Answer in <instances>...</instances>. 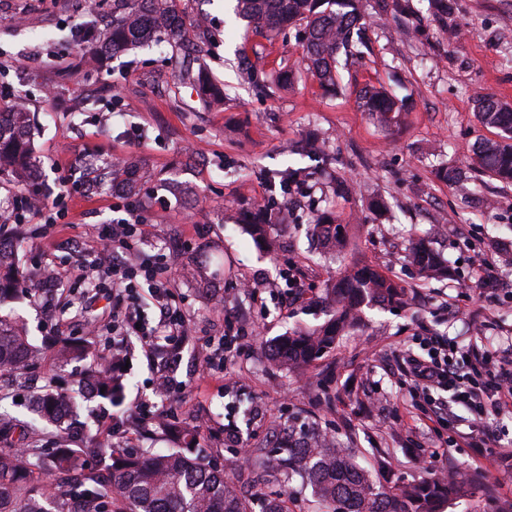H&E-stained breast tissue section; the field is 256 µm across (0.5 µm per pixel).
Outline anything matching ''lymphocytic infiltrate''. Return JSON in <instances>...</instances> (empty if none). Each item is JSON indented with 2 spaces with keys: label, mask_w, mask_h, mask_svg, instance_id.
I'll list each match as a JSON object with an SVG mask.
<instances>
[{
  "label": "lymphocytic infiltrate",
  "mask_w": 512,
  "mask_h": 512,
  "mask_svg": "<svg viewBox=\"0 0 512 512\" xmlns=\"http://www.w3.org/2000/svg\"><path fill=\"white\" fill-rule=\"evenodd\" d=\"M61 191L53 198L39 200L23 209H14L9 219L22 224L28 218L40 217L51 212L66 218L77 200L87 197L86 184L72 179L68 170H61ZM125 219L114 224L105 237V243L94 259L99 276L112 281V333L116 336L135 337L147 358L157 360V388L169 392L179 386L175 377L176 366L189 337V321L178 296L167 285L169 271L166 255H158L154 265L142 266L137 261L138 248L148 241L143 229L144 221L135 205H125ZM144 276L149 294L159 312L157 322L143 319L140 300L136 290L137 276ZM426 360L411 361V372L416 384L423 387H443L451 392L449 401L434 402L431 412L433 423H442L449 415L452 405L467 408L470 418L466 430L457 432L452 443L456 446H478L487 441L491 431V415L512 409V358L495 350L476 345L466 349L452 342L430 337ZM468 360L473 377L461 381L451 371L448 360L451 356Z\"/></svg>",
  "instance_id": "lymphocytic-infiltrate-1"
}]
</instances>
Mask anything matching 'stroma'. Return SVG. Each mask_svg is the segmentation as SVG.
<instances>
[{"label": "stroma", "instance_id": "1", "mask_svg": "<svg viewBox=\"0 0 512 512\" xmlns=\"http://www.w3.org/2000/svg\"><path fill=\"white\" fill-rule=\"evenodd\" d=\"M101 0L98 14L83 0H0V83L25 99L35 118V155L29 185L40 194L58 192L55 163L74 160L77 178L88 179L89 163L108 171L112 162L138 159L149 238L139 260L170 254L171 288L192 320V340L177 378L182 390L158 396L154 373L140 343L127 350L124 400L115 407L92 398L82 422L94 431L112 424L119 411L131 419L112 437L131 454L178 448L181 431L198 430L196 447L210 464L244 487L255 476L236 466L241 449L267 446L288 425H318L360 448L365 464L394 456L404 482L426 473L465 466L493 498L476 496L454 512H493L494 498L512 500V412L496 416L487 448L496 454L486 468L473 467L475 448H452L447 426L430 431L422 412L431 400L448 399L440 389L415 387L409 359H424L423 340L437 336L467 347L481 338L492 350L512 347V185L471 171L474 147L500 137L480 122L472 96L495 94L512 105V0H456L460 38H448L427 11V0H410L401 20L380 16L378 0H364L368 41L358 60L337 64L339 93L325 92L303 71L296 29L272 34L245 26L233 0H180L188 28L205 20L210 43L206 61L224 86V102L202 101L179 74L168 46L104 55L97 72L81 67L73 31L96 15L112 13ZM249 63L271 86L257 92L241 78ZM385 88L404 99L401 125L386 129L363 112V87ZM316 132L324 158L296 154L293 145ZM469 172L466 189L449 187L441 162ZM291 167L316 175L281 193L274 176ZM390 205L380 216L372 198ZM110 184L95 188L65 224L35 218L0 226V240L16 244L18 267L27 273L47 264L61 272L65 295L81 294L97 273L90 253L119 218ZM274 202L280 219L272 248L257 247L243 233L246 215ZM335 211L347 228L346 246L330 256L313 240L315 218ZM430 234L460 280L426 281L407 263L413 238ZM359 261L408 290L405 308L378 304L303 373L273 368L267 350L279 336L315 328L329 318L327 283L341 265ZM499 283L494 297H478L471 282ZM42 355L24 379L0 373L11 394L6 408L23 413L22 401L45 384L75 389V365L56 367L53 339L91 338L112 348V299L86 301L60 315L55 292L40 290L19 307ZM242 335L238 351L216 357L223 374L200 378L197 367L224 335ZM154 416L141 418V405ZM256 409L257 417L246 415Z\"/></svg>", "mask_w": 512, "mask_h": 512}]
</instances>
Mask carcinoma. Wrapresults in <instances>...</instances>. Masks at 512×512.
I'll list each match as a JSON object with an SVG mask.
<instances>
[{
    "instance_id": "1",
    "label": "carcinoma",
    "mask_w": 512,
    "mask_h": 512,
    "mask_svg": "<svg viewBox=\"0 0 512 512\" xmlns=\"http://www.w3.org/2000/svg\"><path fill=\"white\" fill-rule=\"evenodd\" d=\"M362 0H237L235 15L271 32L301 27L307 70L321 86L335 92L336 57L359 54L365 15ZM126 7L112 12V25L104 51L122 53L149 42L180 48L191 40L176 0H125ZM441 18L444 30L454 32L451 0H428ZM189 80L204 101L224 97V89L205 62L190 72ZM365 111L384 125L396 122L407 104L383 90L366 89L360 95ZM475 112L481 122L501 130L508 143H483L474 153V169L503 184L512 183V107L491 93L480 92ZM34 161L29 113L18 107L0 108V174L11 176L18 193ZM118 190L137 191L138 171L129 163L122 177L112 179ZM278 221L273 209L248 216L245 231L259 245H267L271 226ZM323 239L333 247L346 240V229L335 217L322 213L315 220ZM411 265L425 280L448 276V262L427 236L412 241ZM335 313L326 326L299 329L269 349V359L301 370L331 350L338 336L361 319L362 307L384 303L406 304V289L368 265H353L330 284ZM22 296L19 271L13 255L0 245V306ZM25 324L16 316L0 313V370L17 376L39 358ZM58 359L82 362V386L87 395L119 404L125 386L113 372L108 355L83 342L61 341ZM82 404L74 395L51 387L29 397L27 420L0 409V512H288L283 495L257 490L243 494L224 477V471L204 463L181 448L147 450L128 455L104 443L98 434L86 433L76 448H46L42 435L49 427L64 425L85 429L79 421ZM97 458L102 465L89 469L84 461ZM254 472L276 469L285 490L311 488L322 512H443L459 500L472 497L471 478L462 470L448 477H426L409 484L394 479L391 456L379 461L380 478L358 462V453L337 438L311 428L270 448L250 453Z\"/></svg>"
}]
</instances>
